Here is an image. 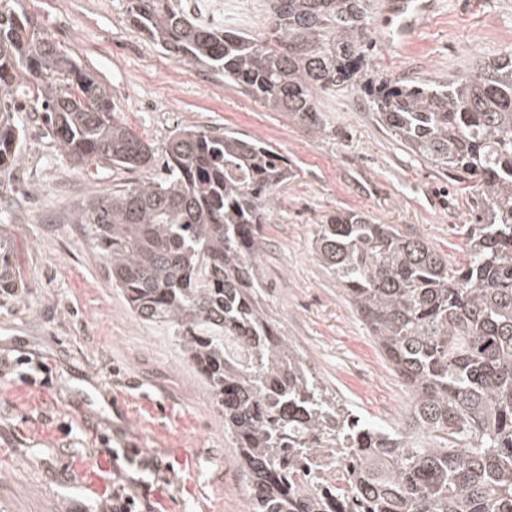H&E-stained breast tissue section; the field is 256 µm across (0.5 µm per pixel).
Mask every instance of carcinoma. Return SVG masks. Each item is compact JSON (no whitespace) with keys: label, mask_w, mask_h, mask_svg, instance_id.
I'll return each instance as SVG.
<instances>
[{"label":"carcinoma","mask_w":512,"mask_h":512,"mask_svg":"<svg viewBox=\"0 0 512 512\" xmlns=\"http://www.w3.org/2000/svg\"><path fill=\"white\" fill-rule=\"evenodd\" d=\"M273 36L204 24L175 0H126L166 54L326 131L317 95L363 93L415 155L474 181L467 257L362 212L326 217L315 254L412 395L400 428L361 421L262 305L256 259L285 159L236 131L178 129L163 152L37 19L0 0V176L22 161L21 101L78 166L166 174L85 200L83 225L134 315L162 323L209 386L241 460L245 512H512V53L448 82L372 72V0H267ZM339 456L318 490L311 461Z\"/></svg>","instance_id":"carcinoma-1"}]
</instances>
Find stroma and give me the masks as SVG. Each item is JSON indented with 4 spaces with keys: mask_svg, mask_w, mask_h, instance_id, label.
Returning a JSON list of instances; mask_svg holds the SVG:
<instances>
[{
    "mask_svg": "<svg viewBox=\"0 0 512 512\" xmlns=\"http://www.w3.org/2000/svg\"><path fill=\"white\" fill-rule=\"evenodd\" d=\"M427 25L397 50L374 0L372 65L391 78L454 79L512 51V0H436ZM126 0H19L57 45L107 88L118 117L155 149L181 127L244 133L274 148L291 175L280 191L257 272L266 308L325 385L363 420L404 424L412 396L313 243L322 220L361 211L420 233L464 260L466 183L411 153L356 90L320 94L326 130L177 61L125 15ZM211 25L264 41L266 0H224ZM23 159L0 179V250L18 276L0 296V512H110L123 480L152 512H244L243 481L224 418L167 325L135 318L106 262L72 221L81 201L160 178L161 165L74 166L15 113ZM135 448L150 469L113 459Z\"/></svg>",
    "mask_w": 512,
    "mask_h": 512,
    "instance_id": "35a3bbf8",
    "label": "stroma"
}]
</instances>
